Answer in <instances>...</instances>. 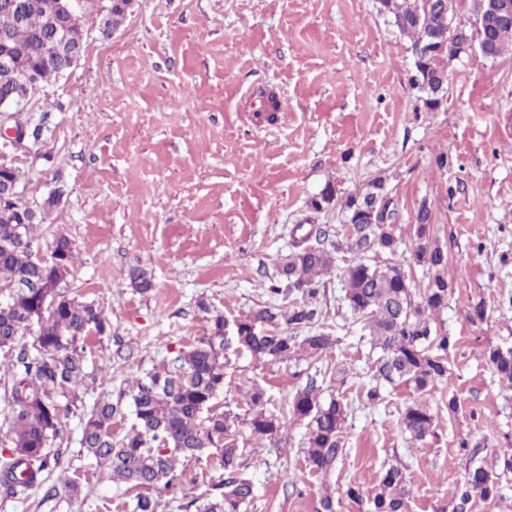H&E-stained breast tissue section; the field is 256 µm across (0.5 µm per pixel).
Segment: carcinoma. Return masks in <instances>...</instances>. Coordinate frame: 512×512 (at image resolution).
Segmentation results:
<instances>
[{
  "label": "carcinoma",
  "instance_id": "1",
  "mask_svg": "<svg viewBox=\"0 0 512 512\" xmlns=\"http://www.w3.org/2000/svg\"><path fill=\"white\" fill-rule=\"evenodd\" d=\"M52 0H0L13 8L0 15V51L13 52L17 65L31 74L41 88L66 71V58L54 35L48 13ZM64 14L62 21L73 38L83 39L82 6ZM387 10L402 34L414 45L434 42L433 53L416 62L421 77L445 72L446 61L472 31L458 27L455 39L445 44L434 34L447 22L444 10L428 0H386ZM127 0H111L103 18L105 29H116L127 14ZM512 48V22L494 31V49L500 57ZM27 94V86L0 70V100ZM376 191L350 196L344 203L348 229L329 224H311L282 258L277 279L269 291L287 302L261 307L233 320L205 303L206 326L201 336L167 362L133 379L117 396L104 393L81 417L80 445L107 465L112 482L137 489L131 512H164L161 499L176 493L184 470L180 466L195 459L206 460L224 471V479L213 484L204 501L182 496L181 512H243L254 493L252 480L244 473L236 423L239 414L231 406L219 412L214 401L224 393V348L238 349L270 364L299 360L300 354L320 356L333 349L340 338L322 323L319 299L325 283L321 278L336 274L345 291L344 300L359 324L361 338L377 354L366 389L368 403L381 399L380 388L404 384L414 399L400 418L402 432L413 441L434 434L435 417L429 401L431 391L448 377V350L454 346L448 329L434 324L435 315L448 308V257L430 238L431 212L422 206L416 219L419 243L413 252L427 268L428 284L413 291L403 264L396 260L398 241L388 224H367L358 206H379L382 180ZM47 212L28 224H15L0 216V285L10 287V296L0 302V348L11 351L12 383L5 391L9 427L0 440V497L22 500L28 491L44 484V474L59 466V450L53 442L67 427L71 414L79 410L78 389L84 385L88 339L110 328L105 311L94 303L67 298L68 277L76 262L69 239L55 238L50 258L41 261L32 251L38 225ZM354 259L343 267L338 256ZM388 256L384 261L380 255ZM130 286L144 294L152 290V276L133 269ZM301 295V299L293 295ZM229 335H224V328ZM33 341L22 343L19 337ZM501 385L512 389V351H489ZM322 387L307 376L287 409L274 414L265 409V391L256 386L247 395L249 428L259 440L278 444L287 431L288 419L306 421L305 458L309 470L331 475L346 445L349 406L341 395L321 397ZM130 421L123 435L114 427ZM346 495L367 512H408L404 475L391 465L381 471L377 484L367 493L352 482ZM494 501L500 494V474L494 467L478 466L468 471L457 486L453 512H469L473 500Z\"/></svg>",
  "mask_w": 512,
  "mask_h": 512
}]
</instances>
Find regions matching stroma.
Segmentation results:
<instances>
[{
	"instance_id": "35a3bbf8",
	"label": "stroma",
	"mask_w": 512,
	"mask_h": 512,
	"mask_svg": "<svg viewBox=\"0 0 512 512\" xmlns=\"http://www.w3.org/2000/svg\"><path fill=\"white\" fill-rule=\"evenodd\" d=\"M83 29L80 63L30 103L40 140L4 152L23 201L62 190L33 252L48 255L65 234L77 255L69 298L101 304L111 323L86 346L85 407L188 348L206 323L199 302L229 319L275 304L269 287L293 225L344 224L345 199L379 179L416 291L428 283L412 259L421 207L448 255L452 295L440 318L456 344L431 393L435 433L416 443L402 434L410 388L384 387L382 404L367 405L374 357L340 281L328 279L323 315L339 341L320 359L272 365L224 352L232 405L259 386L269 411L285 410L311 368L351 407L347 446L327 480L306 465L305 422L289 421L274 451L240 417L238 446L254 477L246 512H315L327 483L336 512H360L349 483L370 490L392 464L409 512H453L469 468L512 456V390L487 356L512 348V54L450 60L431 111L410 81L415 50L378 0H135L113 36L102 35L96 12ZM328 187L332 201L313 209ZM134 268L152 273L148 293L131 288ZM342 365L350 373L340 384ZM80 434L71 416L54 443L63 470L48 483L78 480L87 500L77 512H127L131 493L81 448Z\"/></svg>"
}]
</instances>
